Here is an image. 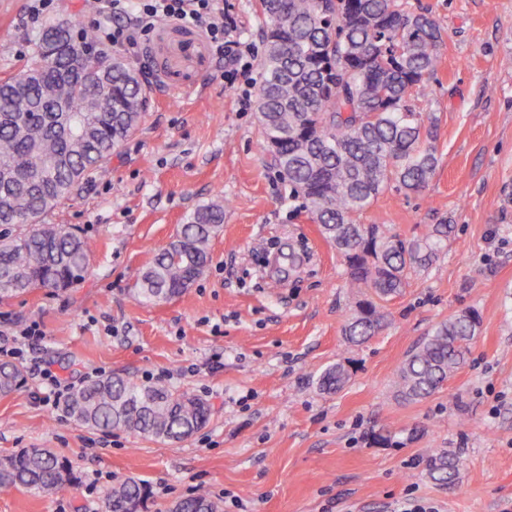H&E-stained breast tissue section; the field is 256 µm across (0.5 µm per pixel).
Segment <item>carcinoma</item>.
<instances>
[{
	"instance_id": "obj_1",
	"label": "carcinoma",
	"mask_w": 512,
	"mask_h": 512,
	"mask_svg": "<svg viewBox=\"0 0 512 512\" xmlns=\"http://www.w3.org/2000/svg\"><path fill=\"white\" fill-rule=\"evenodd\" d=\"M258 4L261 148L336 247L350 286L367 291L345 326L348 340L360 343L381 328L384 302L406 287L410 271L432 262L448 241V224L405 241L360 222L391 183L417 192L435 172L434 121L417 110L412 92L435 71L444 30L429 12L398 9V0ZM66 35V49L55 52L38 32L28 62L0 77V302L36 288H70L92 268L79 230L46 218L138 129L149 104L148 79L117 51L98 56L94 30L73 19ZM222 224L221 201L190 213L176 239L138 272L134 300L158 304L184 294L207 266ZM477 326L471 310L439 324L399 367L396 398L419 402L439 390L465 362ZM20 377L15 363H0L1 392H13ZM348 380L338 364L324 371L320 387L331 393ZM65 409L93 430L172 442L207 416L194 395L121 376L75 388ZM430 466L444 482L456 468L443 457ZM76 479L72 465L47 448L0 460V489L65 494ZM147 495L141 482L120 481L105 492L108 512H137ZM179 505L218 512L203 495Z\"/></svg>"
}]
</instances>
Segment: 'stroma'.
Wrapping results in <instances>:
<instances>
[{
	"label": "stroma",
	"instance_id": "1",
	"mask_svg": "<svg viewBox=\"0 0 512 512\" xmlns=\"http://www.w3.org/2000/svg\"><path fill=\"white\" fill-rule=\"evenodd\" d=\"M445 31L436 73L413 91L437 125V167L419 192L388 189L363 223L406 241L451 225L447 247L408 276L362 344L344 326L361 299L335 247L260 149L257 110L194 28L162 23L138 58L149 105L139 131L48 217L77 224L95 257L72 288L0 304V330L45 336L0 395V458L38 446L67 459L68 494L0 489V512H105L120 480L148 484L143 512L198 494L220 512H392L413 497L439 512H512V0H405ZM41 28L30 0H0V74L25 63ZM226 201L204 274L157 305L133 301L135 273L185 217ZM479 314L467 364L412 404L396 369L440 323ZM344 364L340 390L322 372ZM80 385L106 376L164 381L203 399L208 419L179 442L88 429L41 402L39 366ZM454 459L452 483L433 458Z\"/></svg>",
	"mask_w": 512,
	"mask_h": 512
}]
</instances>
